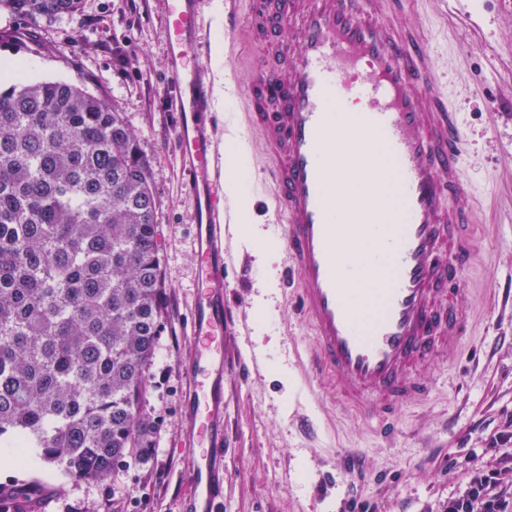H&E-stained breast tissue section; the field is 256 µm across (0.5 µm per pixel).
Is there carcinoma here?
<instances>
[{"label":"carcinoma","mask_w":512,"mask_h":512,"mask_svg":"<svg viewBox=\"0 0 512 512\" xmlns=\"http://www.w3.org/2000/svg\"><path fill=\"white\" fill-rule=\"evenodd\" d=\"M81 0H0L31 22ZM0 447L82 481L142 460L165 287L149 161L112 101L0 73Z\"/></svg>","instance_id":"1"}]
</instances>
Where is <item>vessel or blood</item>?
Wrapping results in <instances>:
<instances>
[{
	"label": "vessel or blood",
	"instance_id": "1",
	"mask_svg": "<svg viewBox=\"0 0 512 512\" xmlns=\"http://www.w3.org/2000/svg\"><path fill=\"white\" fill-rule=\"evenodd\" d=\"M198 14L199 0H170L166 31L174 140L203 288L191 310V332L203 346L188 367L183 412L190 443L206 453L188 503L191 512H217L224 477L210 451L224 445V253L233 216L215 169L205 67L193 53ZM245 28L274 61L241 80L236 59L251 50L240 39ZM224 44V92L247 102L248 124L260 130L272 160L265 179L283 217L287 275L300 282L295 302L317 341L314 370L335 379L340 397L364 418L389 422L394 408L425 392L416 368L456 351L466 334L460 309L435 304L459 291L472 261L474 192L430 39L382 20L369 0H257L246 13L239 0H224ZM358 125L397 165V212L336 192L342 148ZM449 198L456 202L450 218ZM359 237L374 242L361 263L348 256Z\"/></svg>",
	"mask_w": 512,
	"mask_h": 512
}]
</instances>
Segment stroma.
<instances>
[{
	"mask_svg": "<svg viewBox=\"0 0 512 512\" xmlns=\"http://www.w3.org/2000/svg\"><path fill=\"white\" fill-rule=\"evenodd\" d=\"M409 25L434 47L448 102L463 114L465 173L476 189L474 260L458 298L468 318L458 355L419 370L428 385L396 409V432L381 438L337 395L327 376L306 379L315 353L282 272L284 251L264 267L238 227L273 235L281 220L259 178L269 159L259 131L248 128L243 100L214 92L217 114H230L248 167L247 201L225 252L236 308L224 327V493L221 512H445L463 483L451 459L477 454L497 467L512 441V12L499 0H409ZM30 69L29 80L80 81L124 112L150 162L163 248L164 328L148 367L140 413L156 425L141 461L98 482L74 480L46 466L0 462V485H23L22 512H186L190 477L202 451L185 447L181 400L198 343L191 308L202 292L201 261L181 159L173 140L175 82L168 69L164 0H83L79 13L39 25L0 12V60ZM271 277L270 312L260 317L259 283ZM363 456L341 472L343 455Z\"/></svg>",
	"mask_w": 512,
	"mask_h": 512,
	"instance_id": "stroma-1",
	"label": "stroma"
}]
</instances>
